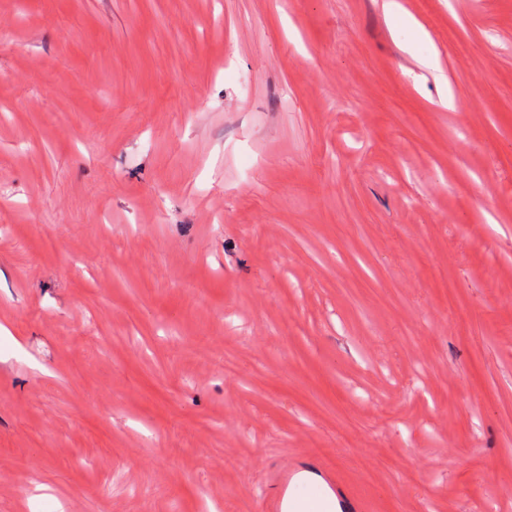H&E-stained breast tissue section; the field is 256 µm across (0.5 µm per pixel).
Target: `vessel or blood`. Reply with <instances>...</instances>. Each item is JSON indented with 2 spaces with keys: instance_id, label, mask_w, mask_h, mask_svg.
Instances as JSON below:
<instances>
[{
  "instance_id": "obj_1",
  "label": "vessel or blood",
  "mask_w": 512,
  "mask_h": 512,
  "mask_svg": "<svg viewBox=\"0 0 512 512\" xmlns=\"http://www.w3.org/2000/svg\"><path fill=\"white\" fill-rule=\"evenodd\" d=\"M262 512H367L365 500L346 493L334 470L316 458L279 464L266 477Z\"/></svg>"
}]
</instances>
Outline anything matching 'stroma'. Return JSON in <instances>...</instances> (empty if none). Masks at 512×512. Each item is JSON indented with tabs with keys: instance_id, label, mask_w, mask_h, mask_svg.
Segmentation results:
<instances>
[{
	"instance_id": "stroma-1",
	"label": "stroma",
	"mask_w": 512,
	"mask_h": 512,
	"mask_svg": "<svg viewBox=\"0 0 512 512\" xmlns=\"http://www.w3.org/2000/svg\"><path fill=\"white\" fill-rule=\"evenodd\" d=\"M398 2L0 0V512H512V0ZM385 8L387 12L394 18L395 22L399 25L407 26L413 29L414 31V39L410 42L409 46L406 47V51L412 53L415 51L416 45L422 42L427 36L426 33L422 30L419 24L402 14H400L397 10V5L393 0L385 3ZM263 512H366L368 503L346 493L333 467L317 458L279 464L266 477Z\"/></svg>"
}]
</instances>
